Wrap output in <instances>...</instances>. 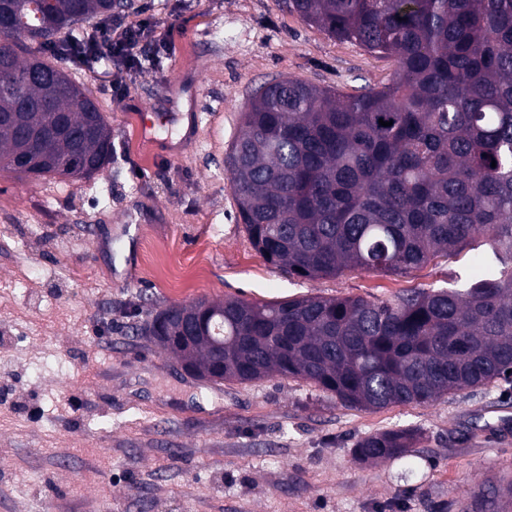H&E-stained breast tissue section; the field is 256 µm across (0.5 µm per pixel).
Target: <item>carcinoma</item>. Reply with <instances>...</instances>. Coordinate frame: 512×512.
<instances>
[{
    "label": "carcinoma",
    "instance_id": "1",
    "mask_svg": "<svg viewBox=\"0 0 512 512\" xmlns=\"http://www.w3.org/2000/svg\"><path fill=\"white\" fill-rule=\"evenodd\" d=\"M110 2L0 0L12 18L0 31V172L90 179L111 162L112 125L66 72L60 41L83 22L106 25ZM286 5L395 69L387 85L359 94L291 77L252 93L229 172L253 247L317 279L407 274L481 239L479 271L391 301L174 304L141 335L196 377L292 378L346 408L426 406L512 386V0ZM19 155L25 171L13 164ZM417 441L414 429H391L360 439L355 455L396 459Z\"/></svg>",
    "mask_w": 512,
    "mask_h": 512
}]
</instances>
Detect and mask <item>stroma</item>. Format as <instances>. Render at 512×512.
<instances>
[{
    "instance_id": "obj_1",
    "label": "stroma",
    "mask_w": 512,
    "mask_h": 512,
    "mask_svg": "<svg viewBox=\"0 0 512 512\" xmlns=\"http://www.w3.org/2000/svg\"><path fill=\"white\" fill-rule=\"evenodd\" d=\"M168 19L125 96L66 61L112 124L93 178L0 173V512H471L512 479V394L465 390L432 406L350 409L292 379L215 386L138 336L198 299H391L444 287L481 243L407 274L303 279L269 263L241 223L225 163L253 88L290 76L345 94L381 88L392 59L328 36L283 0H132ZM197 96L198 134L139 137L174 83ZM140 248L129 254L125 225ZM134 262V280L120 268ZM415 427L400 459L362 462V437Z\"/></svg>"
}]
</instances>
